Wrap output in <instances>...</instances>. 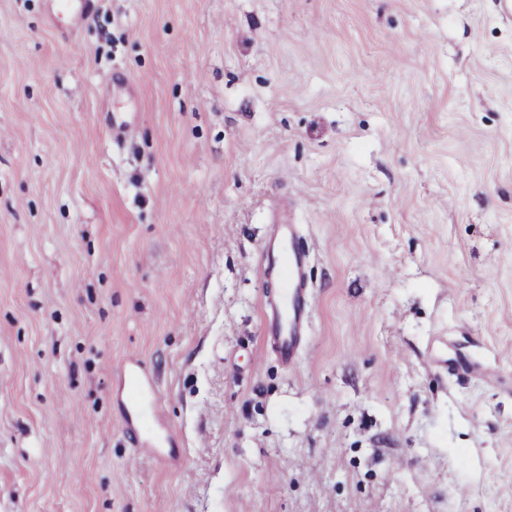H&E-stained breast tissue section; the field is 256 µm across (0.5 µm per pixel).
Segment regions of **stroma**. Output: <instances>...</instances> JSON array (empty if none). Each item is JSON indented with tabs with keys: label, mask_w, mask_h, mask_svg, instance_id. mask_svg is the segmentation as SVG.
Instances as JSON below:
<instances>
[{
	"label": "stroma",
	"mask_w": 512,
	"mask_h": 512,
	"mask_svg": "<svg viewBox=\"0 0 512 512\" xmlns=\"http://www.w3.org/2000/svg\"><path fill=\"white\" fill-rule=\"evenodd\" d=\"M0 512H512L502 0H0ZM298 226L288 219L275 225V233L269 243V251L274 260L278 258L293 279L301 280L307 256L298 245ZM307 288L299 286L285 288L277 307V322L273 329L272 342L284 361L291 363L302 344L308 317Z\"/></svg>",
	"instance_id": "obj_1"
}]
</instances>
